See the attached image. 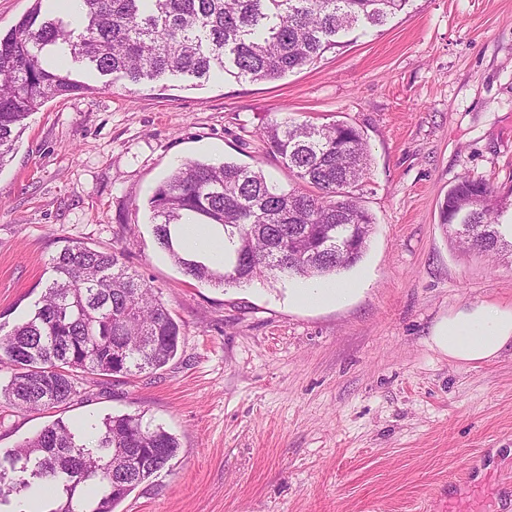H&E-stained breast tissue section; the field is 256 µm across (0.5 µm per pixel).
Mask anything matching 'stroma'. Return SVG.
Masks as SVG:
<instances>
[{
  "label": "stroma",
  "instance_id": "stroma-1",
  "mask_svg": "<svg viewBox=\"0 0 512 512\" xmlns=\"http://www.w3.org/2000/svg\"><path fill=\"white\" fill-rule=\"evenodd\" d=\"M45 103L0 170V330L26 320L71 241L121 251L182 327L163 368L88 383L68 404L0 417V451L46 425L145 414L180 442L116 512H512V350L477 367L431 349L471 303L512 307V256L458 246L439 222L465 174L512 193V0H411L272 82L90 76ZM356 126L374 230L345 303H291L294 279L216 286L159 247L150 200L189 159L294 179L259 138L273 120Z\"/></svg>",
  "mask_w": 512,
  "mask_h": 512
}]
</instances>
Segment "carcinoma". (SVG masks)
I'll list each match as a JSON object with an SVG mask.
<instances>
[{"mask_svg": "<svg viewBox=\"0 0 512 512\" xmlns=\"http://www.w3.org/2000/svg\"><path fill=\"white\" fill-rule=\"evenodd\" d=\"M32 0L0 33V169L45 102L87 89L81 77L120 74L132 83L165 75L274 81L315 63L359 25L377 26L411 0H81V28ZM302 186L286 189L260 169L187 160L151 200L154 234L183 273L218 285L275 277L327 278L356 264L373 230L354 194L370 158L347 122L288 118L261 132ZM501 196L483 178H458L440 224L488 255L512 248L501 230ZM188 216L235 240L215 268L174 245L171 227ZM123 253L68 245L33 315L0 336L10 369L0 397L37 411L68 403L90 376L134 377L175 357L180 324ZM86 440L57 419L0 454V506L23 491L52 488L47 512H114L140 484L170 466L180 444L141 414L109 415Z\"/></svg>", "mask_w": 512, "mask_h": 512, "instance_id": "carcinoma-1", "label": "carcinoma"}]
</instances>
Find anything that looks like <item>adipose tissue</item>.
Here are the masks:
<instances>
[{"label": "adipose tissue", "mask_w": 512, "mask_h": 512, "mask_svg": "<svg viewBox=\"0 0 512 512\" xmlns=\"http://www.w3.org/2000/svg\"><path fill=\"white\" fill-rule=\"evenodd\" d=\"M172 237L189 256L223 264L221 228L210 227L201 232L184 224L173 228ZM351 293V285L345 281L305 280L293 288L291 298L296 304L319 308L340 303ZM429 341L450 362L460 366L476 367L493 361L512 348V308L477 304L450 312L435 326Z\"/></svg>", "instance_id": "ef3b65f1"}]
</instances>
